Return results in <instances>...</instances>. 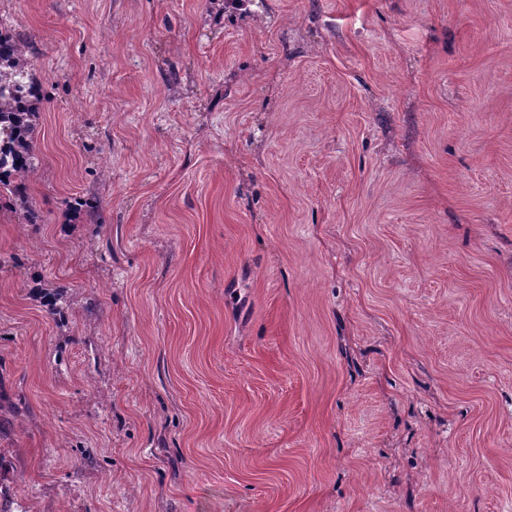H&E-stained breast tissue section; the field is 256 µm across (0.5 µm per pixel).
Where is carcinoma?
Segmentation results:
<instances>
[{"instance_id":"cac0c4a2","label":"carcinoma","mask_w":512,"mask_h":512,"mask_svg":"<svg viewBox=\"0 0 512 512\" xmlns=\"http://www.w3.org/2000/svg\"><path fill=\"white\" fill-rule=\"evenodd\" d=\"M26 34L0 28V82H8L16 72L26 74V92L19 98L0 95V199L21 196L19 187L27 186L38 173V155L33 151L41 113L33 82L32 61L27 57ZM44 305L55 315H63L73 302L72 294L60 287L43 295Z\"/></svg>"}]
</instances>
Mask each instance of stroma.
Returning <instances> with one entry per match:
<instances>
[{"instance_id": "stroma-1", "label": "stroma", "mask_w": 512, "mask_h": 512, "mask_svg": "<svg viewBox=\"0 0 512 512\" xmlns=\"http://www.w3.org/2000/svg\"><path fill=\"white\" fill-rule=\"evenodd\" d=\"M224 2L0 0L46 92L0 494L512 512V0ZM67 288L55 287L45 289L42 299L44 305L55 315H63L70 308L73 302V294L69 293Z\"/></svg>"}]
</instances>
